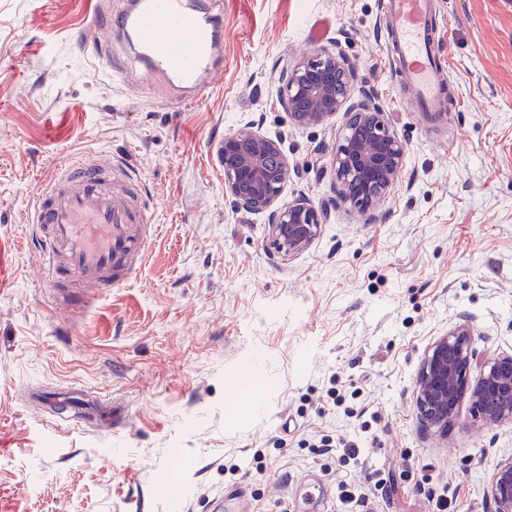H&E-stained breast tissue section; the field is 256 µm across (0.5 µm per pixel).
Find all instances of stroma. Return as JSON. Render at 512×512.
<instances>
[{
  "label": "stroma",
  "instance_id": "35a3bbf8",
  "mask_svg": "<svg viewBox=\"0 0 512 512\" xmlns=\"http://www.w3.org/2000/svg\"><path fill=\"white\" fill-rule=\"evenodd\" d=\"M85 2L0 0V512H211L240 485L253 512H282L307 477L333 512H493L512 425L474 423L465 405L447 433L424 429L413 391L460 317L479 355L512 352V0H435L459 103L435 126L393 86L384 0H223L224 68L190 104L165 80L86 65ZM338 47L352 103L383 109L406 145L371 217L336 192L346 113L295 128L277 102L285 72ZM248 124L300 170L282 201L328 210L298 255L224 192L213 144ZM79 154L130 165L158 231L142 269L69 322L24 218ZM71 388L121 403L126 428L30 398Z\"/></svg>",
  "mask_w": 512,
  "mask_h": 512
}]
</instances>
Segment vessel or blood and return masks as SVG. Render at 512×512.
Returning <instances> with one entry per match:
<instances>
[{
    "mask_svg": "<svg viewBox=\"0 0 512 512\" xmlns=\"http://www.w3.org/2000/svg\"><path fill=\"white\" fill-rule=\"evenodd\" d=\"M385 14L398 93L426 120L444 121L451 110L450 78L437 52L434 0H386ZM219 33L213 5L199 12L178 0H127L116 14L96 5L77 39L120 75L124 69L112 58V42L134 37L147 73L162 75L194 102L203 97L211 73L222 63L215 53ZM141 192V180L127 164L105 166L93 157L71 158L42 182L29 213L30 236L45 256L41 281L66 315L86 308L84 294L69 288L72 279L104 295L122 287L142 266L147 226ZM81 417L109 424L113 407L89 397ZM323 498L320 483H303L295 512H317ZM212 508L248 512L249 501L237 489L217 498Z\"/></svg>",
    "mask_w": 512,
    "mask_h": 512,
    "instance_id": "obj_1",
    "label": "vessel or blood"
}]
</instances>
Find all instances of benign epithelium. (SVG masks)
Wrapping results in <instances>:
<instances>
[{
  "instance_id": "obj_1",
  "label": "benign epithelium",
  "mask_w": 512,
  "mask_h": 512,
  "mask_svg": "<svg viewBox=\"0 0 512 512\" xmlns=\"http://www.w3.org/2000/svg\"><path fill=\"white\" fill-rule=\"evenodd\" d=\"M352 76L341 48L294 67L285 76L279 104L294 126H319L346 110L348 120L336 142L331 164L340 200L363 213L377 210L404 166L406 146L385 113L367 105H348L342 82ZM224 188L234 206L268 214V235L276 251L293 256L318 236L325 213L306 197L279 201L296 173L281 143L246 126L224 136ZM474 324L461 318L429 347L416 378V406L421 424L448 432L463 402L484 422H512V352L483 362L473 374ZM494 512H512V457L500 461L490 477Z\"/></svg>"
}]
</instances>
